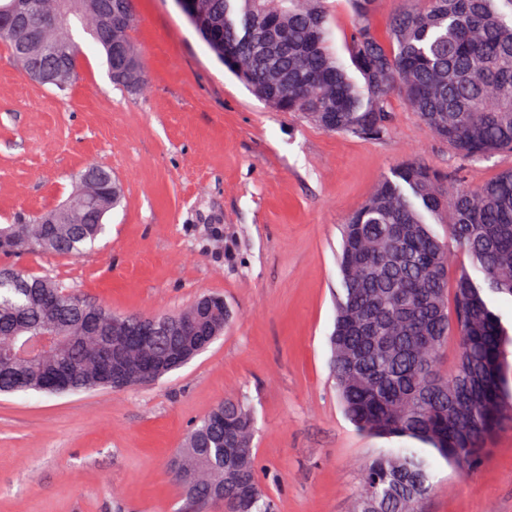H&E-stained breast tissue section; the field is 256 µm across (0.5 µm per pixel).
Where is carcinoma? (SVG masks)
<instances>
[{
    "label": "carcinoma",
    "instance_id": "carcinoma-1",
    "mask_svg": "<svg viewBox=\"0 0 512 512\" xmlns=\"http://www.w3.org/2000/svg\"><path fill=\"white\" fill-rule=\"evenodd\" d=\"M512 0H401L388 39L370 23L376 0H350L354 25L348 59L332 48L325 0H186L190 21L209 50L267 105L296 112L332 132L376 139L390 129V101L406 104L454 157L471 162L512 154ZM126 22L114 33L96 15L73 20L112 64V82L129 92L147 75ZM24 32H1L22 71L58 63L76 74L80 52L70 30L43 55L25 58ZM106 212L82 207L80 224L0 226V235L31 241L21 252L80 257L105 232ZM448 225V239L433 228ZM468 259L449 276L447 240ZM331 373L345 418L359 431L408 442L366 462L354 512H418L433 489L432 458L472 470L486 444L512 421V333L497 307L512 301V169L451 196L441 176L407 161L384 177L342 225ZM88 314L112 311L66 292L53 280L0 266V350L30 330L66 324L64 354L26 362L0 357V394L48 393L56 361L71 366V386L108 387L94 366L98 341L85 333ZM456 340L452 366L440 360ZM195 337L158 336L154 351L174 364ZM224 431L206 415L190 430L172 463L196 475L185 489L187 512H203L224 483L229 512H273L256 474V418L234 396L217 406Z\"/></svg>",
    "mask_w": 512,
    "mask_h": 512
}]
</instances>
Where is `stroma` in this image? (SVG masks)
Wrapping results in <instances>:
<instances>
[{"label":"stroma","instance_id":"1","mask_svg":"<svg viewBox=\"0 0 512 512\" xmlns=\"http://www.w3.org/2000/svg\"><path fill=\"white\" fill-rule=\"evenodd\" d=\"M134 15L148 76L137 93L113 84L80 29L64 93L23 76L0 41V225L55 209L90 163L122 189L90 253L7 262L119 314L175 315L217 294L233 319L148 386L0 395V512H177L169 463L228 396L255 410L274 512H353L361 464L399 442L358 433L330 377L340 227L403 162L453 190L512 168V155L458 167L398 95L382 138L325 131L258 99L175 0H134ZM432 476L422 512H512V425L470 475L439 460Z\"/></svg>","mask_w":512,"mask_h":512}]
</instances>
